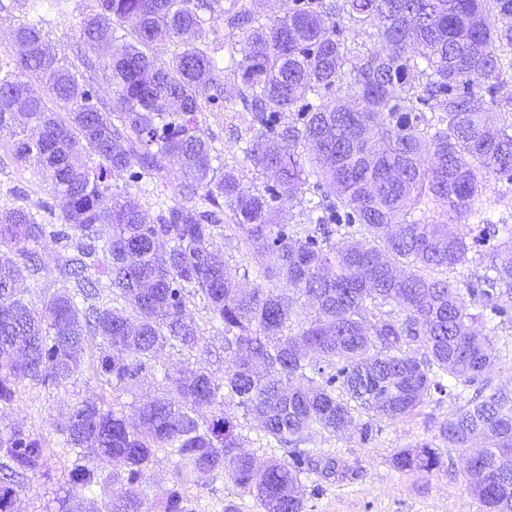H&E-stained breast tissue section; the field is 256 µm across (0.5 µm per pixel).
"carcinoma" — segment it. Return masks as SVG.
I'll return each mask as SVG.
<instances>
[{"instance_id":"cac0c4a2","label":"carcinoma","mask_w":512,"mask_h":512,"mask_svg":"<svg viewBox=\"0 0 512 512\" xmlns=\"http://www.w3.org/2000/svg\"><path fill=\"white\" fill-rule=\"evenodd\" d=\"M255 6L225 10L248 45L230 89L200 14L210 0H96L78 35L108 55L79 68L41 20L12 33L0 131L64 206L44 205L48 221L18 206L0 222V417L26 382L66 388L85 337L105 348L91 365L99 393L56 425L65 481L31 512H194L189 489L220 476L260 512H306L305 481L358 475L306 437L352 428L366 442L372 420L435 396L464 400L437 432L464 454L467 490L484 512H512V388L491 384L493 336L512 325V226L485 199L491 179L512 186V121L489 116L512 72V0H294L273 20ZM375 19L391 52L352 54L350 24ZM97 70L109 102L86 76ZM236 93L250 179L200 127ZM125 174L136 192L111 194ZM145 185L164 196L154 224ZM287 203L305 206L308 226L275 221ZM433 207L445 220L427 219ZM228 232L247 258L234 268L215 252ZM47 240L62 249L52 280L35 252ZM253 272L259 283L242 287ZM196 302L210 341L188 313ZM174 352L194 367L163 369L158 395L136 400L142 374ZM248 418L284 457L260 465L244 451ZM160 454L174 465L161 494L112 490L141 484ZM52 456L43 434L0 428V512L50 477ZM437 465L426 443L393 456L401 471Z\"/></svg>"}]
</instances>
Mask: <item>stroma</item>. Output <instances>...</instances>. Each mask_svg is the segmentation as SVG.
I'll return each instance as SVG.
<instances>
[{"label":"stroma","instance_id":"1","mask_svg":"<svg viewBox=\"0 0 512 512\" xmlns=\"http://www.w3.org/2000/svg\"><path fill=\"white\" fill-rule=\"evenodd\" d=\"M95 8V0H46L43 6L44 28L71 62H78L87 51L77 29L81 18ZM241 109L237 102L200 117L202 130L225 164L238 168L245 164L239 144L245 133L239 120ZM12 143L9 131L0 132V217L18 205L35 208L50 199L44 178L16 163ZM96 391L87 370L59 391L24 386L9 419L43 433L57 447L62 437L54 428L55 421L70 401L90 397ZM457 408V402L447 398L428 403L410 417L379 420L378 433L365 444L347 434L331 439L312 436L308 448L334 453L342 462L359 463L362 472L353 479L321 481L319 494L308 500V512H481L479 501L466 489L458 451L436 436L437 422ZM424 442L435 448L440 458L432 475L394 468L392 458L397 451ZM190 496L195 512H258L252 498L239 495L230 482L221 479L209 488L191 489Z\"/></svg>","mask_w":512,"mask_h":512}]
</instances>
